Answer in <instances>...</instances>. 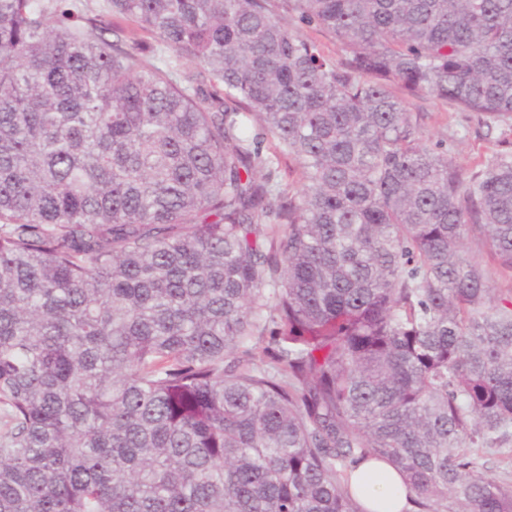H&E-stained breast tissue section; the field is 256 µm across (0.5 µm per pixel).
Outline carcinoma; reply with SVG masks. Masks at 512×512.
I'll use <instances>...</instances> for the list:
<instances>
[{
  "label": "carcinoma",
  "mask_w": 512,
  "mask_h": 512,
  "mask_svg": "<svg viewBox=\"0 0 512 512\" xmlns=\"http://www.w3.org/2000/svg\"><path fill=\"white\" fill-rule=\"evenodd\" d=\"M81 2L0 0V512H512V150L390 90L511 128L512 0ZM276 3H279L277 12L283 22L289 26L293 32L315 43L320 51L327 57L333 58L339 62L344 61L348 57V55L342 51L339 42L331 34L314 25L308 26L298 22L291 13H288V9L281 5L283 2ZM410 107L420 117L423 142L430 146L445 144L450 148L449 156L463 170L473 168L502 148L501 128L487 127L472 113L458 112L430 97L413 99ZM510 448L495 454H486L488 470L505 487L512 489V452ZM351 491L369 512H402L408 491L397 472L386 463L360 464L351 475Z\"/></svg>",
  "instance_id": "1"
}]
</instances>
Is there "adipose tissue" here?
Here are the masks:
<instances>
[{
	"label": "adipose tissue",
	"instance_id": "ef3b65f1",
	"mask_svg": "<svg viewBox=\"0 0 512 512\" xmlns=\"http://www.w3.org/2000/svg\"><path fill=\"white\" fill-rule=\"evenodd\" d=\"M350 484L366 512H403L408 501L401 478L383 462L360 464L353 471Z\"/></svg>",
	"mask_w": 512,
	"mask_h": 512
}]
</instances>
